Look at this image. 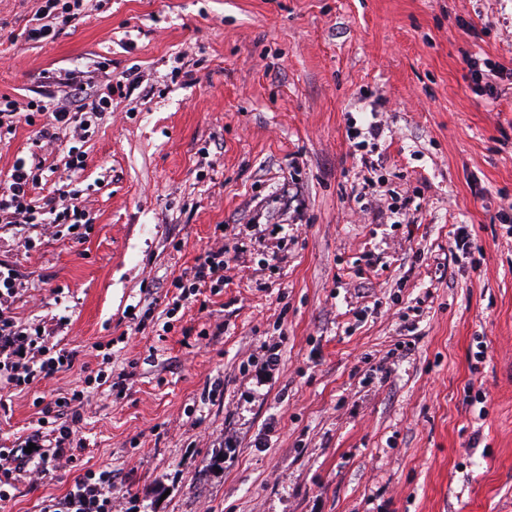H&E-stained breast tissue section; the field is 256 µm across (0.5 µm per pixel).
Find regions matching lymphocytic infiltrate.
I'll use <instances>...</instances> for the list:
<instances>
[{
	"instance_id": "1",
	"label": "lymphocytic infiltrate",
	"mask_w": 512,
	"mask_h": 512,
	"mask_svg": "<svg viewBox=\"0 0 512 512\" xmlns=\"http://www.w3.org/2000/svg\"><path fill=\"white\" fill-rule=\"evenodd\" d=\"M84 0H42L41 6L29 19L23 36L35 43L55 39L58 26L77 20ZM52 83L63 103L29 101L19 106L10 96H0V141L14 136L20 125L36 127V153L15 158L4 175L0 176V224L28 225L39 229L41 235L69 236L83 242L91 218L83 204L80 175L84 169L81 142L95 121L112 106L111 92L91 96L82 101L87 80L72 73L53 77ZM68 133V175L53 196L40 200L34 193L45 172V160L39 149L53 147L61 133ZM230 259L224 247L214 246L196 256L172 286L174 294L169 304L172 310L195 302L203 288L224 285V270ZM24 288L13 264L0 260V392L29 386L54 378L71 370L78 362L76 350L51 343V330H28L17 322L13 305ZM86 400L83 388L74 387L62 396L59 403L45 405L44 411L62 417L63 423L52 435L36 432L28 439L9 448H0V502L8 501L9 489L21 476L37 482L50 468H67L75 463L74 449L82 447L79 424L82 414L79 404ZM40 512H112V472L92 469L77 474L65 495L50 497L41 503Z\"/></svg>"
}]
</instances>
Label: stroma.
<instances>
[{
	"mask_svg": "<svg viewBox=\"0 0 512 512\" xmlns=\"http://www.w3.org/2000/svg\"><path fill=\"white\" fill-rule=\"evenodd\" d=\"M39 5L0 0V95L42 99L64 71L123 85L83 146L86 240L25 250L7 226L0 258L40 288L21 323L90 370L137 368L124 398L88 387L75 470L19 481L0 512H39L87 469L111 470L112 512H512V85L492 100L472 79L512 68V0H88L34 43ZM370 112L402 222L356 199L346 130ZM259 219L207 309L131 330L142 286ZM460 224L480 260L454 251ZM78 380L14 391L0 441Z\"/></svg>",
	"mask_w": 512,
	"mask_h": 512,
	"instance_id": "35a3bbf8",
	"label": "stroma"
}]
</instances>
